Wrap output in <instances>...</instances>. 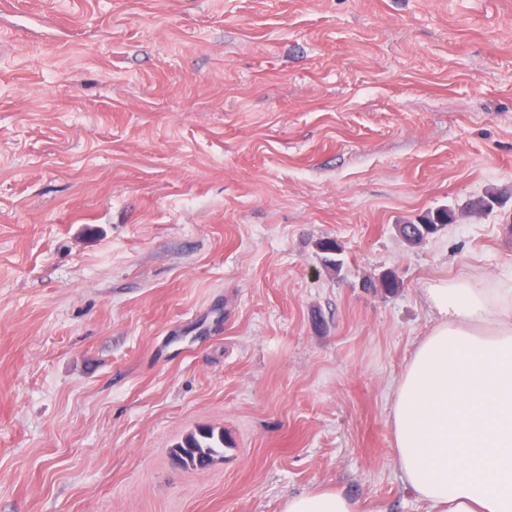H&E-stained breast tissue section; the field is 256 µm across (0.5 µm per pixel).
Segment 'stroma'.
<instances>
[{"instance_id":"1","label":"stroma","mask_w":512,"mask_h":512,"mask_svg":"<svg viewBox=\"0 0 512 512\" xmlns=\"http://www.w3.org/2000/svg\"><path fill=\"white\" fill-rule=\"evenodd\" d=\"M471 267L512 278V0L0 7V512H429L393 390ZM453 219L454 213L448 208L431 210L422 218L423 223L421 224H424L425 229L420 227L419 224H399L398 231L407 242L416 244L433 235L437 231V224H441L443 228L450 224ZM224 447L223 432L214 429H200L187 434L173 449V454L183 466L193 469L207 467L217 453ZM282 512H360V504L336 489L288 496Z\"/></svg>"}]
</instances>
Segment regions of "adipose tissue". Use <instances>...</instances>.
<instances>
[{"instance_id": "obj_1", "label": "adipose tissue", "mask_w": 512, "mask_h": 512, "mask_svg": "<svg viewBox=\"0 0 512 512\" xmlns=\"http://www.w3.org/2000/svg\"><path fill=\"white\" fill-rule=\"evenodd\" d=\"M434 325L394 389L393 461L430 512H512V281L477 268L426 285ZM282 512H360L336 489Z\"/></svg>"}]
</instances>
